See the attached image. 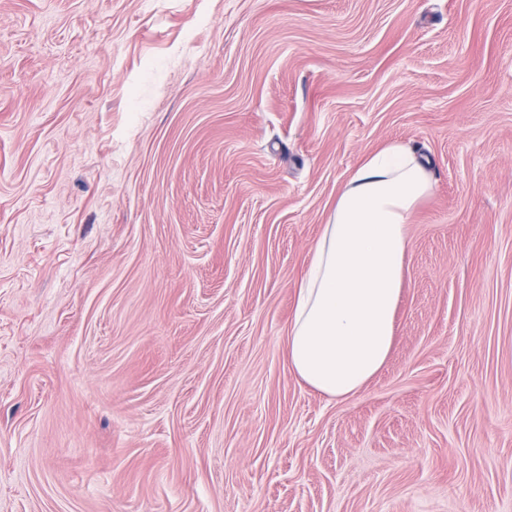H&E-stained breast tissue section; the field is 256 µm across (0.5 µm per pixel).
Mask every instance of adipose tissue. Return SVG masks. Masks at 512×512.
Returning <instances> with one entry per match:
<instances>
[{
	"instance_id": "1",
	"label": "adipose tissue",
	"mask_w": 512,
	"mask_h": 512,
	"mask_svg": "<svg viewBox=\"0 0 512 512\" xmlns=\"http://www.w3.org/2000/svg\"><path fill=\"white\" fill-rule=\"evenodd\" d=\"M433 179L392 142L351 172L321 228L288 327L297 379L336 400L359 394L385 364L409 249L407 226Z\"/></svg>"
}]
</instances>
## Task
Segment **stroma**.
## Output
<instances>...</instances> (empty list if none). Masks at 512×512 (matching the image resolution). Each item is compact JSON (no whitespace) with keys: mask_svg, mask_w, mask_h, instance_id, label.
<instances>
[{"mask_svg":"<svg viewBox=\"0 0 512 512\" xmlns=\"http://www.w3.org/2000/svg\"><path fill=\"white\" fill-rule=\"evenodd\" d=\"M392 141L434 190L339 402L285 337ZM0 512H512V0H0Z\"/></svg>","mask_w":512,"mask_h":512,"instance_id":"obj_1","label":"stroma"}]
</instances>
